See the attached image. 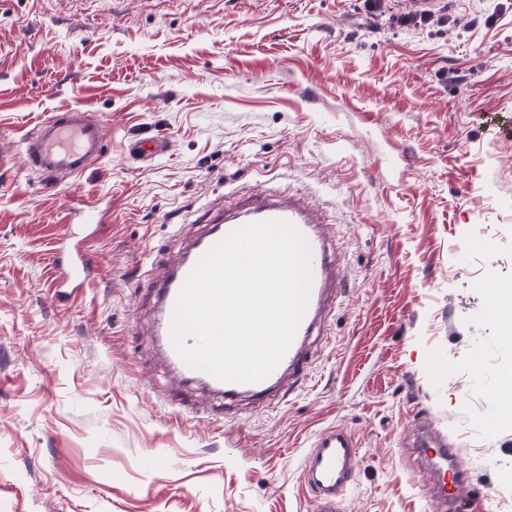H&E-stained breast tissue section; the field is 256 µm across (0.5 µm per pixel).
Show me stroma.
Instances as JSON below:
<instances>
[{"label":"stroma","instance_id":"1","mask_svg":"<svg viewBox=\"0 0 512 512\" xmlns=\"http://www.w3.org/2000/svg\"><path fill=\"white\" fill-rule=\"evenodd\" d=\"M0 0V512H314L302 462L356 436L341 512H429L406 451L427 422L483 512H512V364L488 318L512 289V0ZM83 102L103 155L64 183L22 143ZM166 149L143 159L134 141ZM279 190L322 207L341 276L311 363L271 405L178 381L148 270L201 215ZM95 260L57 297L69 208ZM450 365L448 374L429 368Z\"/></svg>","mask_w":512,"mask_h":512}]
</instances>
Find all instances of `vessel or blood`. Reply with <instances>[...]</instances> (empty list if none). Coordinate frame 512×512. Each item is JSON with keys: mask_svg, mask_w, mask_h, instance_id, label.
<instances>
[{"mask_svg": "<svg viewBox=\"0 0 512 512\" xmlns=\"http://www.w3.org/2000/svg\"><path fill=\"white\" fill-rule=\"evenodd\" d=\"M104 139L103 124L91 118L84 104L70 106L43 121L36 135L25 139L26 166L56 182L67 181L81 175L101 157ZM97 219V210L90 206L68 216L67 221L72 228L62 238L54 258L58 269L57 287L76 289L86 283L93 261L87 253L73 246V227L91 224ZM264 221L291 223L310 245L313 283L305 314L283 359L266 378L242 383L203 377L201 371L188 367L182 361L172 344L171 326L178 294L188 275L214 245L236 229ZM209 222V229L195 240L190 251L168 272L155 279L162 311L158 334L178 377L205 378L208 385L228 400L246 393L262 403L274 402L285 378H297L302 374L309 358L305 341L322 322L333 298L334 283L330 275L324 223L301 200L260 195L241 201L236 212L210 214ZM415 451L429 462L433 512H442L447 504L459 506L468 500L469 471L459 464L457 449L434 437L417 441ZM359 463L357 443L348 430L329 427L316 436L302 465L303 480L314 495L315 512H341L343 497L354 481Z\"/></svg>", "mask_w": 512, "mask_h": 512, "instance_id": "vessel-or-blood-1", "label": "vessel or blood"}]
</instances>
